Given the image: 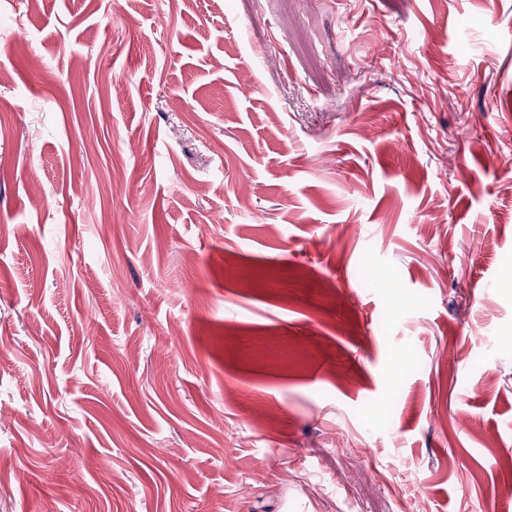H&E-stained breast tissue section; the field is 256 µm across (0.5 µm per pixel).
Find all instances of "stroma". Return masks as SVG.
Listing matches in <instances>:
<instances>
[{
	"label": "stroma",
	"instance_id": "35a3bbf8",
	"mask_svg": "<svg viewBox=\"0 0 512 512\" xmlns=\"http://www.w3.org/2000/svg\"><path fill=\"white\" fill-rule=\"evenodd\" d=\"M0 512H512V0H6Z\"/></svg>",
	"mask_w": 512,
	"mask_h": 512
}]
</instances>
